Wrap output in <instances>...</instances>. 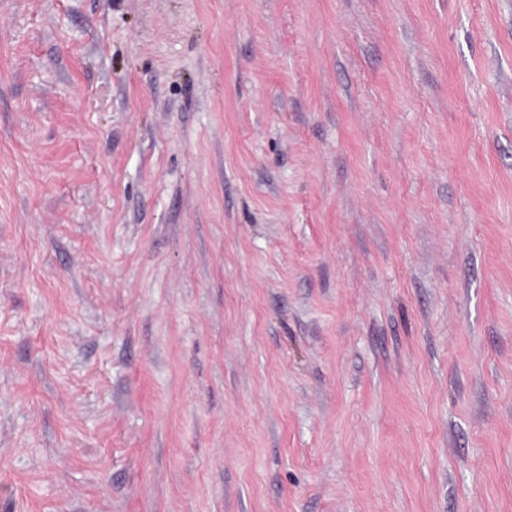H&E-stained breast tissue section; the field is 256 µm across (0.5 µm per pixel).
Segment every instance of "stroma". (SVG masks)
Returning a JSON list of instances; mask_svg holds the SVG:
<instances>
[{
    "label": "stroma",
    "instance_id": "1",
    "mask_svg": "<svg viewBox=\"0 0 512 512\" xmlns=\"http://www.w3.org/2000/svg\"><path fill=\"white\" fill-rule=\"evenodd\" d=\"M0 512H512V0H0Z\"/></svg>",
    "mask_w": 512,
    "mask_h": 512
}]
</instances>
